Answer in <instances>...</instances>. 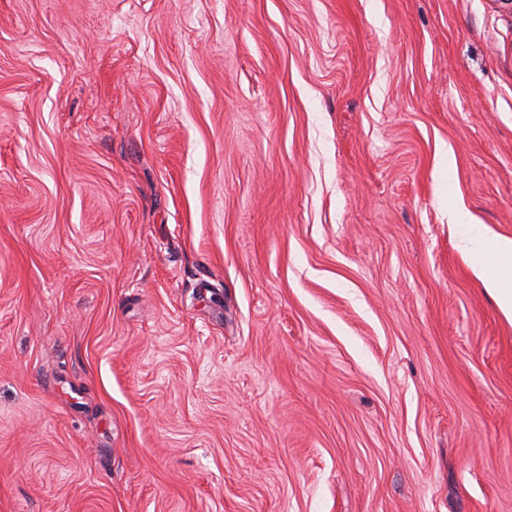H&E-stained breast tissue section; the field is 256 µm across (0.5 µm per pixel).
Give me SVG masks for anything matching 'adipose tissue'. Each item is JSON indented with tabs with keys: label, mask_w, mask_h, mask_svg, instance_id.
<instances>
[{
	"label": "adipose tissue",
	"mask_w": 512,
	"mask_h": 512,
	"mask_svg": "<svg viewBox=\"0 0 512 512\" xmlns=\"http://www.w3.org/2000/svg\"><path fill=\"white\" fill-rule=\"evenodd\" d=\"M448 222L461 229L464 249L496 293L503 313L512 318V239L472 231L469 213L457 207L449 208Z\"/></svg>",
	"instance_id": "ef3b65f1"
}]
</instances>
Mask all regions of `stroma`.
Returning <instances> with one entry per match:
<instances>
[{
    "label": "stroma",
    "mask_w": 512,
    "mask_h": 512,
    "mask_svg": "<svg viewBox=\"0 0 512 512\" xmlns=\"http://www.w3.org/2000/svg\"><path fill=\"white\" fill-rule=\"evenodd\" d=\"M495 0H0V512H512ZM470 222V215L465 210L457 207L448 209V223L463 230L460 235L463 249L475 260L476 270L496 293L503 313L512 318V239L488 231L473 232Z\"/></svg>",
    "instance_id": "35a3bbf8"
}]
</instances>
